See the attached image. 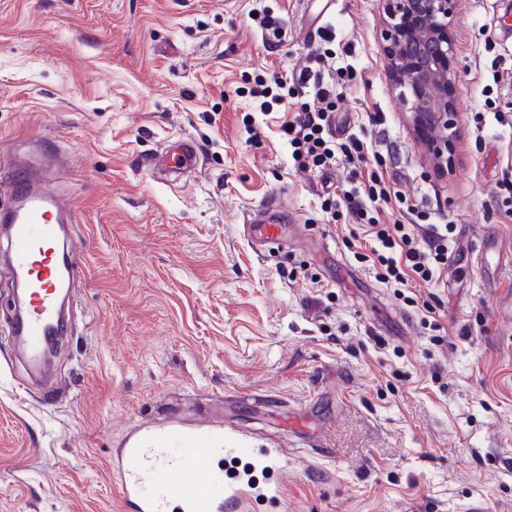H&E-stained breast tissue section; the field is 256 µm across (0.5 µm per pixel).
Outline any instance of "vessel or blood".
Listing matches in <instances>:
<instances>
[{
    "instance_id": "b4317fda",
    "label": "vessel or blood",
    "mask_w": 512,
    "mask_h": 512,
    "mask_svg": "<svg viewBox=\"0 0 512 512\" xmlns=\"http://www.w3.org/2000/svg\"><path fill=\"white\" fill-rule=\"evenodd\" d=\"M200 157L198 144L185 137L148 164L177 179L195 171ZM66 164L64 155L44 150L36 159L14 160L10 181L0 182V193L8 195L0 206V225L9 232L11 273L24 290L7 342L41 367L47 340L62 320L57 290L80 264L76 250L62 257L55 247L59 226L75 221L72 209L50 188L51 171ZM287 221L276 199H269L249 218L250 235L262 246L280 244ZM285 454L282 448L251 447L219 422L188 432L177 425L142 428L126 435L111 470L123 512H249L255 502L277 498L279 489L260 487L248 473L225 474V458L249 456L275 472Z\"/></svg>"
}]
</instances>
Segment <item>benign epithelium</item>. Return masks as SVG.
<instances>
[{
    "label": "benign epithelium",
    "mask_w": 512,
    "mask_h": 512,
    "mask_svg": "<svg viewBox=\"0 0 512 512\" xmlns=\"http://www.w3.org/2000/svg\"><path fill=\"white\" fill-rule=\"evenodd\" d=\"M382 38L386 76L421 136L433 165L452 170L457 156L456 33L462 0H386Z\"/></svg>",
    "instance_id": "7a95c632"
}]
</instances>
